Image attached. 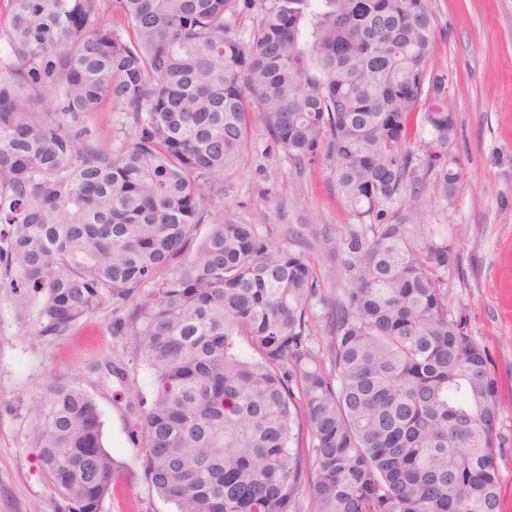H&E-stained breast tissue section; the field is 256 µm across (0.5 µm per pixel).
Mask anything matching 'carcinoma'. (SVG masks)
I'll return each mask as SVG.
<instances>
[{"mask_svg": "<svg viewBox=\"0 0 512 512\" xmlns=\"http://www.w3.org/2000/svg\"><path fill=\"white\" fill-rule=\"evenodd\" d=\"M257 11L250 40L233 19ZM0 288L65 335L110 304L153 374L129 405L149 487L176 512H499L490 359L448 304L456 118L431 0H0ZM133 135L91 138L107 107ZM259 120L289 159L319 155L355 217L350 285L204 203ZM429 132L426 162L407 141ZM67 512H99L121 469L96 399L46 389L34 437Z\"/></svg>", "mask_w": 512, "mask_h": 512, "instance_id": "cac0c4a2", "label": "carcinoma"}]
</instances>
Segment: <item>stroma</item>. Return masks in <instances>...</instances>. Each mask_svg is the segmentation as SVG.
<instances>
[{
    "label": "stroma",
    "instance_id": "35a3bbf8",
    "mask_svg": "<svg viewBox=\"0 0 512 512\" xmlns=\"http://www.w3.org/2000/svg\"><path fill=\"white\" fill-rule=\"evenodd\" d=\"M431 7L434 60L449 78L448 108L457 120L453 153L463 181L452 205L429 197L418 219L456 241L457 259L445 274L448 303L490 357L500 406V512H512V0H432ZM206 210L201 232L214 219L254 225L268 244L303 252L325 295L347 287V243L360 221L338 197L325 158L294 163L261 122H254ZM113 318L107 306L65 335L41 339L32 318L19 314L0 288V512H65L34 446L45 385L54 379L93 394L104 443L122 464L100 512H175L141 477L128 402L149 395L153 378L125 338L113 334ZM105 359L125 365V382L90 372V364Z\"/></svg>",
    "mask_w": 512,
    "mask_h": 512
}]
</instances>
